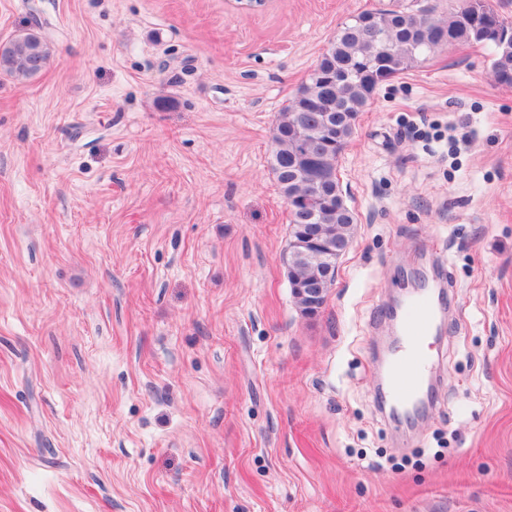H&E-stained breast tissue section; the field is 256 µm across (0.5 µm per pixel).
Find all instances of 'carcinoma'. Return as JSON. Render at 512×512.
<instances>
[{"instance_id":"obj_1","label":"carcinoma","mask_w":512,"mask_h":512,"mask_svg":"<svg viewBox=\"0 0 512 512\" xmlns=\"http://www.w3.org/2000/svg\"><path fill=\"white\" fill-rule=\"evenodd\" d=\"M48 29L40 18L1 43L0 75L20 85L39 75L52 54ZM469 44L490 47L496 82L512 87V21L488 0H462L440 20L424 9L361 12L341 24L279 113L271 130V169L288 207V281L301 306V288L327 296L336 260L351 243L355 217L345 204L337 163L358 113L382 83L418 58Z\"/></svg>"}]
</instances>
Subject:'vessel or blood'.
Segmentation results:
<instances>
[{
  "label": "vessel or blood",
  "mask_w": 512,
  "mask_h": 512,
  "mask_svg": "<svg viewBox=\"0 0 512 512\" xmlns=\"http://www.w3.org/2000/svg\"><path fill=\"white\" fill-rule=\"evenodd\" d=\"M437 314V303L429 293L414 297L402 313L404 340L390 361L385 377L389 403L395 408L409 409L420 398L432 360L427 344Z\"/></svg>",
  "instance_id": "1"
}]
</instances>
